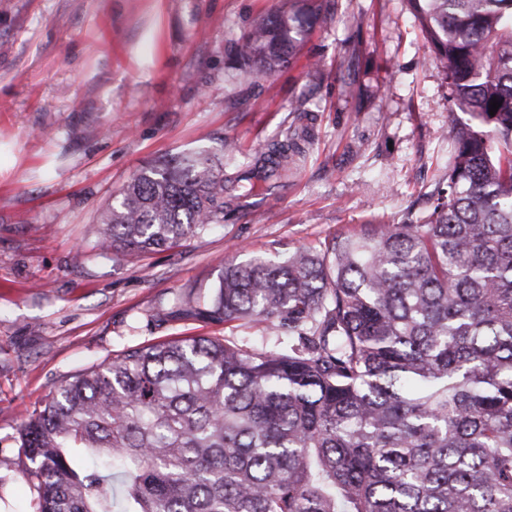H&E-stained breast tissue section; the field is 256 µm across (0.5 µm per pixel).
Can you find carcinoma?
Segmentation results:
<instances>
[{
	"label": "carcinoma",
	"instance_id": "carcinoma-1",
	"mask_svg": "<svg viewBox=\"0 0 512 512\" xmlns=\"http://www.w3.org/2000/svg\"><path fill=\"white\" fill-rule=\"evenodd\" d=\"M411 3L449 112L469 115L430 210L231 261L209 298L176 299L185 320L263 326L259 343L128 348L60 386L19 430L37 512H512V0ZM335 5L267 13L238 40L239 67H285ZM235 151L142 167L96 247L202 239L304 153L271 143L227 174Z\"/></svg>",
	"mask_w": 512,
	"mask_h": 512
}]
</instances>
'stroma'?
I'll list each match as a JSON object with an SVG mask.
<instances>
[{
	"label": "stroma",
	"mask_w": 512,
	"mask_h": 512,
	"mask_svg": "<svg viewBox=\"0 0 512 512\" xmlns=\"http://www.w3.org/2000/svg\"><path fill=\"white\" fill-rule=\"evenodd\" d=\"M285 0H0V512H34L19 428L79 372L185 336L259 327L156 322L226 262L321 247L423 214L448 171V81L409 0H338L268 77L235 43ZM308 118L283 187L238 200L203 239L144 257L91 250L97 213L166 155L237 143L225 171Z\"/></svg>",
	"instance_id": "obj_1"
}]
</instances>
